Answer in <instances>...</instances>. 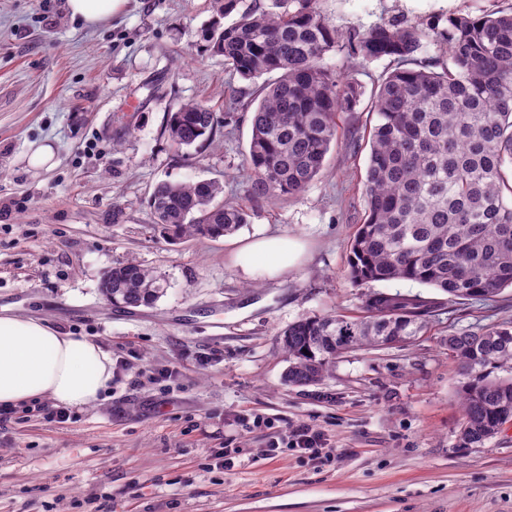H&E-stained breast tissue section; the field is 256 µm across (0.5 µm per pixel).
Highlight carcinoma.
<instances>
[{"label": "carcinoma", "instance_id": "carcinoma-1", "mask_svg": "<svg viewBox=\"0 0 512 512\" xmlns=\"http://www.w3.org/2000/svg\"><path fill=\"white\" fill-rule=\"evenodd\" d=\"M276 2L278 12L252 8L225 25L238 0H215L207 48L254 88L232 96L222 118L202 101L183 104L164 129L174 152L213 141L232 111H250L242 164L248 197H296L325 166L337 113L357 111L365 95L325 56L341 54L345 69L387 59L366 106L376 124L365 219L350 245L351 281H412L442 290L450 302L493 301L512 288V11L449 18L445 51L422 60L429 33L415 26L387 21L344 35L316 0ZM221 193L216 180H165L148 205L169 239L216 240L249 217ZM167 288L164 275L135 263L112 267L101 281L103 295L126 307H151ZM434 308L419 295L373 291L361 317L294 321L280 333L285 380L317 384L352 348L418 336ZM448 351L460 367L458 446H480L512 422V321L452 334Z\"/></svg>", "mask_w": 512, "mask_h": 512}]
</instances>
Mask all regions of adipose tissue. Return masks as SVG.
Listing matches in <instances>:
<instances>
[{
    "mask_svg": "<svg viewBox=\"0 0 512 512\" xmlns=\"http://www.w3.org/2000/svg\"><path fill=\"white\" fill-rule=\"evenodd\" d=\"M269 275L299 261L302 243L263 237L247 246ZM112 383V359L95 343L58 333L42 320L0 313V406L47 398L70 408L95 402Z\"/></svg>",
    "mask_w": 512,
    "mask_h": 512,
    "instance_id": "ef3b65f1",
    "label": "adipose tissue"
}]
</instances>
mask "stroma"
Instances as JSON below:
<instances>
[{"instance_id": "obj_1", "label": "stroma", "mask_w": 512, "mask_h": 512, "mask_svg": "<svg viewBox=\"0 0 512 512\" xmlns=\"http://www.w3.org/2000/svg\"><path fill=\"white\" fill-rule=\"evenodd\" d=\"M339 31L394 18L426 30L512 0H318ZM213 0H127L96 26L67 0H0V308L82 336L112 357L105 400L53 418V402L0 411V512H512V425L475 448L462 423L448 335L512 319L497 301L450 302L411 281L353 284L365 214L366 113H340L325 167L299 196L246 197L250 116L179 156L169 113L202 100L224 114L250 90L202 31ZM51 145L52 167L31 149ZM214 179L249 224L214 241H168L148 206L161 180ZM282 234L306 254L281 275L244 247ZM135 262L170 286L151 307L112 306L104 273ZM372 291L434 299L404 347L337 358L316 385H288L280 333L313 315L361 316ZM298 426L323 450L293 448Z\"/></svg>"}]
</instances>
